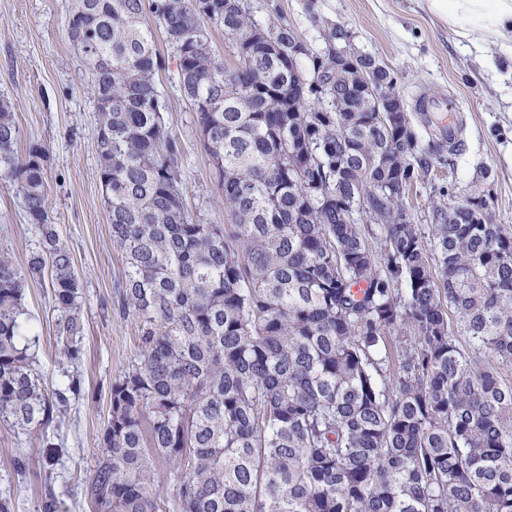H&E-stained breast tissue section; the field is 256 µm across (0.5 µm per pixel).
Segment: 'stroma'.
<instances>
[{
  "instance_id": "stroma-1",
  "label": "stroma",
  "mask_w": 512,
  "mask_h": 512,
  "mask_svg": "<svg viewBox=\"0 0 512 512\" xmlns=\"http://www.w3.org/2000/svg\"><path fill=\"white\" fill-rule=\"evenodd\" d=\"M260 25H290L316 52L325 35L340 26L356 51L376 57L397 78L411 123L421 140L438 137L418 110L419 101L448 106L462 121L466 151L454 166L435 165L414 186L407 207L425 224L434 203L478 192L489 196L496 223L512 231V59L496 48L479 51L457 27L429 13L423 0H247ZM75 0H0V101H9L20 129L19 150L40 144L49 162L45 172L48 214L70 252L80 280L79 341L83 357L71 364L55 343L52 292L48 279H28L22 322L29 352L47 390L79 378L80 394L45 433L25 431L0 420V499L10 512H43L46 500L62 502V512H96L86 495L101 453L99 436L109 417V390L138 358L140 322L119 305L124 259L113 243L103 202L97 134L95 84L68 34ZM160 57L158 78L172 130L182 148L185 207L205 224L231 218L216 187L196 114L179 82L178 61L165 42L161 23L146 15ZM21 194L0 179V253L26 267L37 246ZM65 453L48 479L42 436ZM26 458L28 472L14 465Z\"/></svg>"
}]
</instances>
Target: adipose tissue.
I'll use <instances>...</instances> for the list:
<instances>
[{"mask_svg":"<svg viewBox=\"0 0 512 512\" xmlns=\"http://www.w3.org/2000/svg\"><path fill=\"white\" fill-rule=\"evenodd\" d=\"M428 9L446 23L465 20L462 38L478 34L512 56V0H426Z\"/></svg>","mask_w":512,"mask_h":512,"instance_id":"obj_1","label":"adipose tissue"}]
</instances>
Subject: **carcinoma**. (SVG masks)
Returning <instances> with one entry per match:
<instances>
[{
	"label": "carcinoma",
	"instance_id": "carcinoma-1",
	"mask_svg": "<svg viewBox=\"0 0 512 512\" xmlns=\"http://www.w3.org/2000/svg\"><path fill=\"white\" fill-rule=\"evenodd\" d=\"M147 11L179 62L231 224L186 212ZM209 24L239 65L212 50ZM68 29L95 80L122 308L141 320L86 488L99 512H512V233L481 194V224L464 212L450 224L439 203L423 226L403 203L464 151L460 128L421 141L408 113L389 121L308 47L294 80L299 36L259 25L245 0H77ZM366 59L373 83H396ZM336 85L339 111L325 103ZM18 139L1 101L0 177L40 242L25 273L0 255V419L43 431L81 381L43 388L23 342L27 277L50 269L72 363L80 285L48 221L47 155L31 142L19 158ZM354 196L381 221L349 218ZM62 452L42 438L45 469ZM155 457L170 467L169 504L150 490Z\"/></svg>",
	"mask_w": 512,
	"mask_h": 512
}]
</instances>
